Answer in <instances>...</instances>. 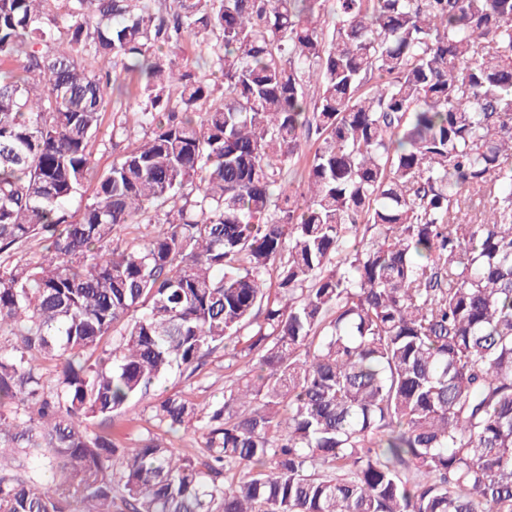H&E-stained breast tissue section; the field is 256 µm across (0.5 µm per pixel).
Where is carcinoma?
Here are the masks:
<instances>
[{
  "instance_id": "cac0c4a2",
  "label": "carcinoma",
  "mask_w": 512,
  "mask_h": 512,
  "mask_svg": "<svg viewBox=\"0 0 512 512\" xmlns=\"http://www.w3.org/2000/svg\"><path fill=\"white\" fill-rule=\"evenodd\" d=\"M45 2L0 0V512H512V0ZM130 71L139 143L104 133ZM228 341L224 401L114 441ZM211 50H206L204 47L200 48L194 42L188 41L184 44V49L179 58L176 59L178 66L182 70H189L197 76L210 74L208 69H199L197 66V59L200 56L210 57ZM150 401L134 399L126 411L115 415L112 430L122 438L127 448H133L138 438L147 434V430L156 431L150 420L151 412L148 408ZM164 437L174 448L183 453L198 454L201 450V432L194 429H181L176 436L165 434Z\"/></svg>"
}]
</instances>
